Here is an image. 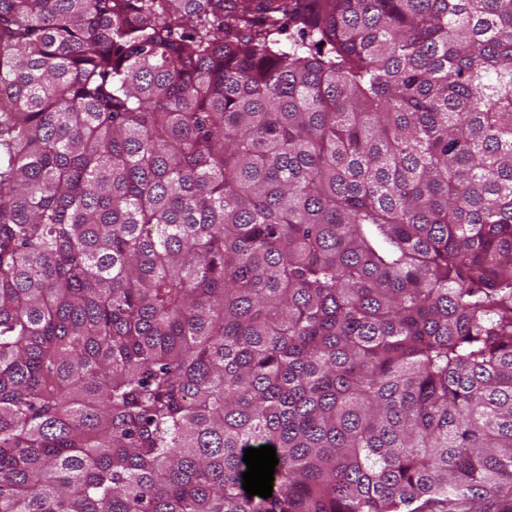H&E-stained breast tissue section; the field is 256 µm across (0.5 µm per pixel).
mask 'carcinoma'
Here are the masks:
<instances>
[{
	"label": "carcinoma",
	"mask_w": 512,
	"mask_h": 512,
	"mask_svg": "<svg viewBox=\"0 0 512 512\" xmlns=\"http://www.w3.org/2000/svg\"><path fill=\"white\" fill-rule=\"evenodd\" d=\"M508 491L512 0H0V512Z\"/></svg>",
	"instance_id": "obj_1"
}]
</instances>
